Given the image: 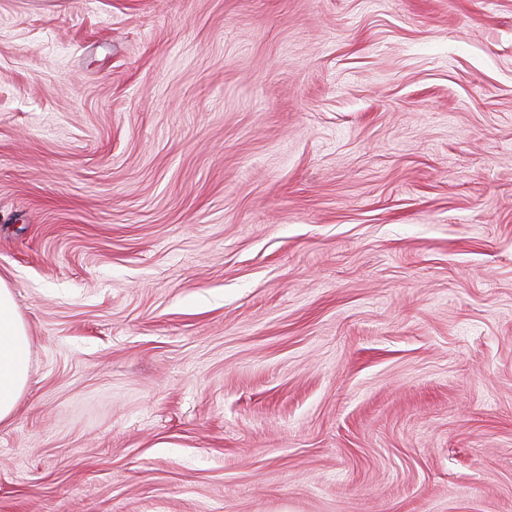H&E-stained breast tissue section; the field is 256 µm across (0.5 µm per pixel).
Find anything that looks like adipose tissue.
I'll return each mask as SVG.
<instances>
[{"label": "adipose tissue", "instance_id": "1", "mask_svg": "<svg viewBox=\"0 0 512 512\" xmlns=\"http://www.w3.org/2000/svg\"><path fill=\"white\" fill-rule=\"evenodd\" d=\"M29 338L14 307L12 287L0 279V422L11 417L27 384Z\"/></svg>", "mask_w": 512, "mask_h": 512}]
</instances>
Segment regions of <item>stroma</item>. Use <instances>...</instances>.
<instances>
[{"label": "stroma", "instance_id": "obj_1", "mask_svg": "<svg viewBox=\"0 0 512 512\" xmlns=\"http://www.w3.org/2000/svg\"><path fill=\"white\" fill-rule=\"evenodd\" d=\"M0 512H512V0H0ZM29 338L14 307L12 287L0 277V422L11 417L27 384Z\"/></svg>", "mask_w": 512, "mask_h": 512}]
</instances>
